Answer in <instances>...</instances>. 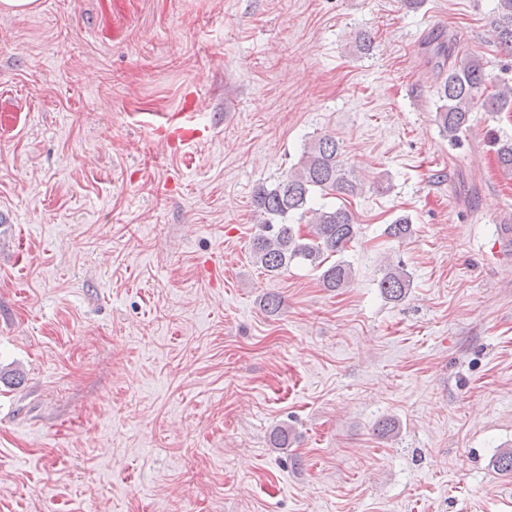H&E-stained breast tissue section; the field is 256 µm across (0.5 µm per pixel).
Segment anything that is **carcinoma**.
Instances as JSON below:
<instances>
[{"label":"carcinoma","instance_id":"carcinoma-1","mask_svg":"<svg viewBox=\"0 0 512 512\" xmlns=\"http://www.w3.org/2000/svg\"><path fill=\"white\" fill-rule=\"evenodd\" d=\"M492 37L503 49L512 52V0H496ZM434 56L439 58L440 81L436 122L449 141H455L470 127L471 113L477 108L480 91L488 80L481 60L460 54L446 43L436 44ZM512 102V86H499L485 104L502 109ZM361 190L353 171L344 168L339 143L330 135H322L306 143L296 168L274 187L259 186L253 203L259 216L258 233L252 241V253L267 273L275 275L294 260H301L321 270L324 287L335 291L349 285L352 266L344 252L357 237L354 214L344 205L315 208L312 197L354 196ZM297 215L310 224L305 237L298 233L288 218ZM384 233L398 242L413 233L409 218L401 216L386 225ZM382 294L391 301L405 299L411 288L410 274L399 264L387 263L378 282ZM498 471L512 475V448H499L493 456Z\"/></svg>","mask_w":512,"mask_h":512}]
</instances>
